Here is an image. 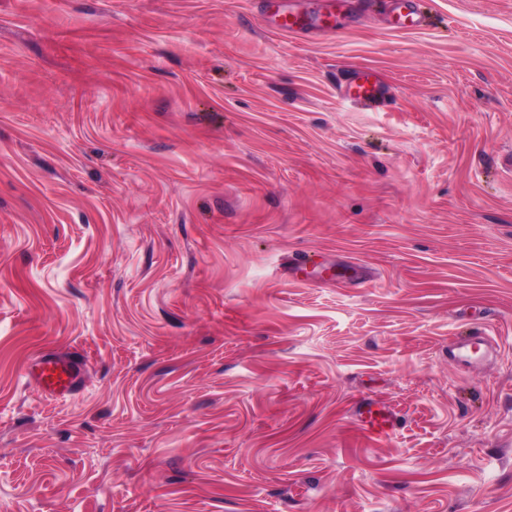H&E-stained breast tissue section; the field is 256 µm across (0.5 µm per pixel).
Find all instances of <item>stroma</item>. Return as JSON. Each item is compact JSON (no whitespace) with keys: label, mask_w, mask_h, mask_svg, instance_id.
Returning a JSON list of instances; mask_svg holds the SVG:
<instances>
[{"label":"stroma","mask_w":512,"mask_h":512,"mask_svg":"<svg viewBox=\"0 0 512 512\" xmlns=\"http://www.w3.org/2000/svg\"><path fill=\"white\" fill-rule=\"evenodd\" d=\"M419 3L0 0V512H512V0ZM264 8L271 12L272 17H278L276 20L277 29L284 32H291L296 34H308L320 28V22H325V28L332 29L331 18L334 17L333 13L325 14L324 19L318 17H305L295 14L288 4L275 2V0H264ZM341 91L346 98L364 106L379 104L386 94L384 85L368 69L354 71ZM81 371V364L74 358L43 355L28 374L45 395L56 396L73 393ZM362 429L372 437H384L393 430V417L389 409L379 402L368 401L358 412Z\"/></svg>","instance_id":"35a3bbf8"}]
</instances>
